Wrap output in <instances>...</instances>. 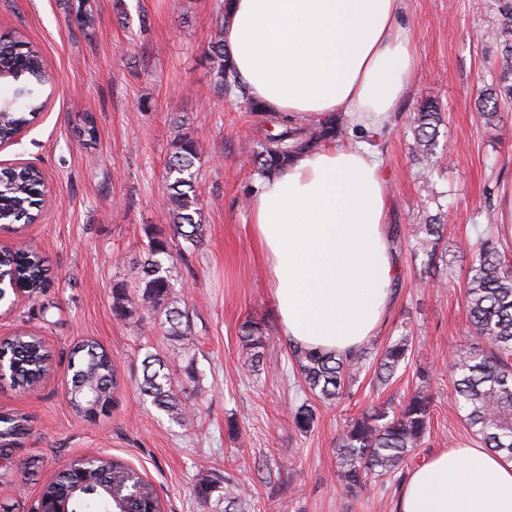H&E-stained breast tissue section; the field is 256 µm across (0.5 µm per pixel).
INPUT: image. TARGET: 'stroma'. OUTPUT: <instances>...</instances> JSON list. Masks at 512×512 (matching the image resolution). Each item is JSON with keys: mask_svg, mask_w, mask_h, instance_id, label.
<instances>
[{"mask_svg": "<svg viewBox=\"0 0 512 512\" xmlns=\"http://www.w3.org/2000/svg\"><path fill=\"white\" fill-rule=\"evenodd\" d=\"M505 0H403L417 66L406 95L371 138L388 178L387 222L398 275L393 303L376 336L412 339V368L430 374L431 424L412 453L420 464L444 448L469 444L455 402L449 358L484 346L468 327L465 289L498 189L512 181V102L496 119L480 118L485 89L501 86L499 31ZM223 0H0V35L23 34L39 47L57 89L26 132L0 149V163L36 167L48 188L36 223L0 231V246L25 241L48 261L44 294L0 303V338L30 331L42 338L50 370L37 388L0 387V414L21 415L28 430L0 436V512H31L43 487L72 459L116 456L153 484L162 512H224V492L199 498L202 471L234 476L246 492L242 512H396L402 477L347 495L336 480V437L369 405L402 400L411 374L379 387L361 376L349 397L319 406L309 433L289 419L304 398L288 359L263 261L250 236L248 200L258 174L251 150L271 129L265 116L215 91L207 57ZM91 16L79 27L77 14ZM426 102L440 113L438 146L419 152L414 117ZM93 119L97 138L79 135ZM198 140L196 167L205 242L178 262L176 293L189 313L194 349L134 310L118 318L112 290L139 284L149 235L167 230L165 167L177 131ZM428 224L443 225L424 267ZM266 324L260 372L249 371L239 341L246 320ZM92 338L111 354L120 383L112 409L79 418L64 392L67 357ZM163 361L194 427L173 423L138 391L147 354ZM196 361L205 377L189 382ZM238 435H230L228 423Z\"/></svg>", "mask_w": 512, "mask_h": 512, "instance_id": "1", "label": "stroma"}]
</instances>
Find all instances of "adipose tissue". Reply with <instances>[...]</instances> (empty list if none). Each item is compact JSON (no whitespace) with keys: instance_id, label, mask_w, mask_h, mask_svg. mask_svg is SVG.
Returning <instances> with one entry per match:
<instances>
[{"instance_id":"ef3b65f1","label":"adipose tissue","mask_w":512,"mask_h":512,"mask_svg":"<svg viewBox=\"0 0 512 512\" xmlns=\"http://www.w3.org/2000/svg\"><path fill=\"white\" fill-rule=\"evenodd\" d=\"M403 0H231L223 38L246 95L302 123L331 113L379 135L416 65ZM279 328L347 353L381 328L396 276L383 162L329 141L262 179L250 204ZM398 512H512V462L445 448L415 466Z\"/></svg>"}]
</instances>
